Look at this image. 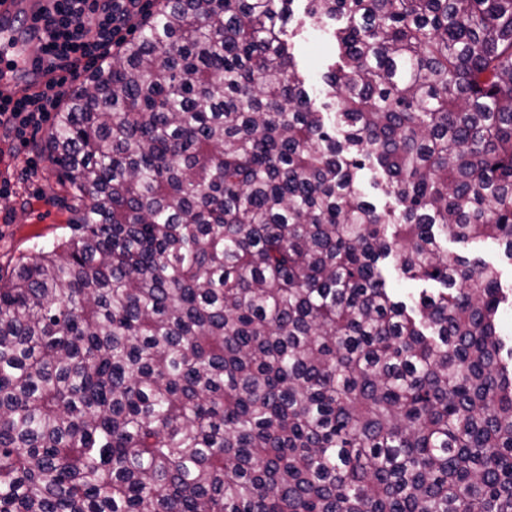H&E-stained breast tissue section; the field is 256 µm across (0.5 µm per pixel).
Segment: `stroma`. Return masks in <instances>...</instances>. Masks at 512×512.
Returning a JSON list of instances; mask_svg holds the SVG:
<instances>
[{
  "label": "stroma",
  "instance_id": "35a3bbf8",
  "mask_svg": "<svg viewBox=\"0 0 512 512\" xmlns=\"http://www.w3.org/2000/svg\"><path fill=\"white\" fill-rule=\"evenodd\" d=\"M306 0H294L286 26L293 34L298 70L305 78L316 107L327 98L322 74L332 58L329 34L314 26L305 14ZM50 124L29 131L26 144L0 127V268L10 269L15 259L30 255L36 246L57 241L67 233L70 218L65 185L52 173L42 145Z\"/></svg>",
  "mask_w": 512,
  "mask_h": 512
}]
</instances>
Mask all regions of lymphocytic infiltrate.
I'll list each match as a JSON object with an SVG mask.
<instances>
[{
  "instance_id": "f902f5d3",
  "label": "lymphocytic infiltrate",
  "mask_w": 512,
  "mask_h": 512,
  "mask_svg": "<svg viewBox=\"0 0 512 512\" xmlns=\"http://www.w3.org/2000/svg\"><path fill=\"white\" fill-rule=\"evenodd\" d=\"M142 0H47L41 12L47 55L38 91L17 100H0V126L24 138L54 111L81 72L102 66L121 39L127 18Z\"/></svg>"
}]
</instances>
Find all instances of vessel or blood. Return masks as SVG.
Here are the masks:
<instances>
[{
    "label": "vessel or blood",
    "instance_id": "1",
    "mask_svg": "<svg viewBox=\"0 0 512 512\" xmlns=\"http://www.w3.org/2000/svg\"><path fill=\"white\" fill-rule=\"evenodd\" d=\"M41 0H0V96L20 98L31 91L19 85L16 76L32 69L35 59L43 57L39 15Z\"/></svg>",
    "mask_w": 512,
    "mask_h": 512
}]
</instances>
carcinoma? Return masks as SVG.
I'll return each instance as SVG.
<instances>
[{
	"label": "carcinoma",
	"mask_w": 512,
	"mask_h": 512,
	"mask_svg": "<svg viewBox=\"0 0 512 512\" xmlns=\"http://www.w3.org/2000/svg\"><path fill=\"white\" fill-rule=\"evenodd\" d=\"M153 0L0 273V512H512V0ZM395 198L366 199L360 171ZM425 285L409 300L387 272ZM306 0H295L293 16L286 26L285 39L297 32L290 41L295 44V56L298 70L306 79L308 89L315 106L323 112V105L330 102L322 87V74L332 58V46L329 34L314 26L313 21L305 14ZM444 246L448 249L449 253L460 255L470 260L479 258L487 263L498 266L503 273L504 281L507 284H512V259H509L496 246H484L476 250L470 244H464L452 239H448Z\"/></svg>",
	"instance_id": "carcinoma-1"
}]
</instances>
